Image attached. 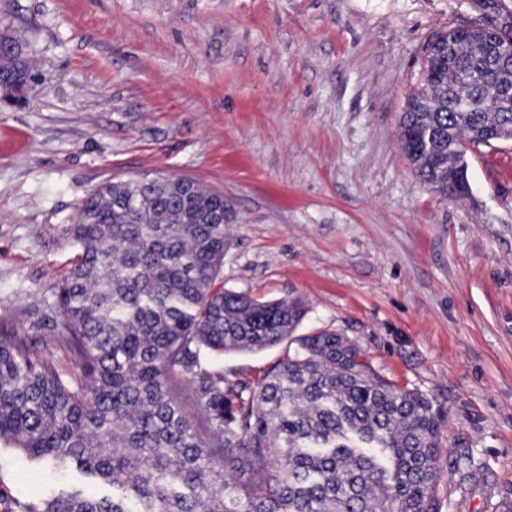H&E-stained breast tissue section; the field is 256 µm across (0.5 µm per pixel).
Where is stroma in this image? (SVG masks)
Segmentation results:
<instances>
[{
  "label": "stroma",
  "instance_id": "35a3bbf8",
  "mask_svg": "<svg viewBox=\"0 0 512 512\" xmlns=\"http://www.w3.org/2000/svg\"><path fill=\"white\" fill-rule=\"evenodd\" d=\"M477 0H10L32 43L24 98L0 105V326L62 358L54 294L82 198L174 174L224 194L225 287L300 297V334L335 330L444 415L437 512L512 504V141L469 156V191L416 178L399 119L427 44ZM285 346L211 357L260 377ZM484 465L462 491L454 450ZM0 447L21 498L59 486Z\"/></svg>",
  "mask_w": 512,
  "mask_h": 512
}]
</instances>
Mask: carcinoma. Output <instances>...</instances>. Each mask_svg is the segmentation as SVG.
Masks as SVG:
<instances>
[{"instance_id": "obj_1", "label": "carcinoma", "mask_w": 512, "mask_h": 512, "mask_svg": "<svg viewBox=\"0 0 512 512\" xmlns=\"http://www.w3.org/2000/svg\"><path fill=\"white\" fill-rule=\"evenodd\" d=\"M472 29L427 46L399 124L419 180L464 195L459 148L512 139V108L493 90L512 59L478 83L472 59L512 41ZM0 78L30 75L31 44L0 17ZM468 100L461 114L454 104ZM78 253L55 292L66 363L0 328V443L88 487L20 499L0 484V512H434L442 413L382 374L346 336H297L300 298L260 300L224 287V195L170 175L108 181L82 201ZM287 344L261 377L230 380L205 354ZM458 483L483 465L460 449Z\"/></svg>"}]
</instances>
